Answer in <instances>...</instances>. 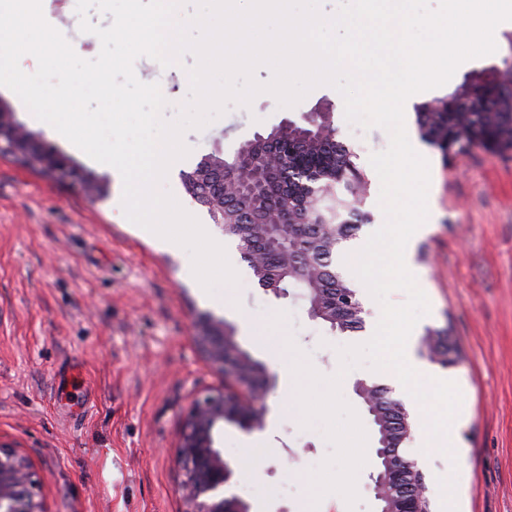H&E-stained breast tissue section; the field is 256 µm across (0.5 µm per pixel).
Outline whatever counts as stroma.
Instances as JSON below:
<instances>
[{
  "mask_svg": "<svg viewBox=\"0 0 512 512\" xmlns=\"http://www.w3.org/2000/svg\"><path fill=\"white\" fill-rule=\"evenodd\" d=\"M77 0H43V9L82 59L97 58V36L80 30L81 18L106 28L112 15ZM512 22L496 32L494 54L461 64L443 86L412 95L405 127L413 147L430 164L428 229L411 243V262L430 312L413 329L448 330L455 351L434 372L462 394L455 446L471 466L470 512H512V152L492 155L473 147L456 156L424 142L419 104L447 97L483 69L512 57L506 41ZM193 55L162 67L140 57L136 77L168 92L164 119H174L188 99ZM19 122L68 156L82 171L107 183L105 197L90 201L77 182L0 157V443L24 455L45 512H184L176 447L193 400L224 385L194 342L199 312L225 318L242 345L276 377L267 399L265 427L247 432L225 425L219 447L234 470L231 490L255 512H375L357 475L355 505L330 493L312 505L308 474L331 453L322 425L302 427L298 411L282 402L295 395L286 347L258 341L253 328L269 327L292 340L313 368L329 377L340 367L338 350L351 336L312 319L299 289L275 297L251 276L204 293L192 274L189 252L130 222L123 211L119 172L98 163L38 120L9 88L0 86ZM327 112L338 139L368 178L357 239L378 230L385 216L381 183L369 162L389 145L379 127L354 129L332 87L311 90L296 105L279 107L268 93L250 106L229 105L182 141L163 184L215 240L223 235L206 208L186 190L184 176L212 154L231 156L254 133L290 119ZM405 457L421 460L430 512H443L438 484L448 474L447 454L406 444Z\"/></svg>",
  "mask_w": 512,
  "mask_h": 512,
  "instance_id": "stroma-1",
  "label": "stroma"
}]
</instances>
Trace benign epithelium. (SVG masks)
Returning <instances> with one entry per match:
<instances>
[{
  "label": "benign epithelium",
  "mask_w": 512,
  "mask_h": 512,
  "mask_svg": "<svg viewBox=\"0 0 512 512\" xmlns=\"http://www.w3.org/2000/svg\"><path fill=\"white\" fill-rule=\"evenodd\" d=\"M491 93L495 95V106L488 110L484 126L476 124L457 139L448 140V102ZM504 100L509 101L508 111L512 112L511 61L502 68L491 67L475 81H464L446 99L421 104L418 111L427 116L421 131L446 155L463 152L474 145L500 153L505 145L494 131ZM312 116V130L303 133V137L325 138L331 126L328 114L314 112ZM289 125L285 121L267 134H254L240 144L232 161H224V192L210 198L213 215L224 216V220L215 221L223 235L237 232L238 224L341 223L346 210L343 196L333 195L334 206H324L322 201L327 192L322 186H307L300 201L295 203L275 179L269 182L261 209L246 207L251 181L268 173L277 174L293 162V152L284 149ZM0 129L8 134L6 138L0 135V145L17 156L33 142L32 133L15 119L11 106L1 98ZM42 162L59 176L72 167L69 158L53 151L44 153ZM194 339L214 370L222 373L233 368L242 389L235 393L223 389L211 391L197 398L190 410L176 450L182 470L179 492L186 505L185 512H252L249 502L228 493L234 471L223 450L216 446L215 432L229 420L246 431L263 429L266 401L275 383L269 370L244 352L234 326L226 319L210 313L202 315ZM369 480L368 491L375 501L384 503L380 512H428L420 473L414 463L403 457L400 448L391 449L385 458L374 456ZM0 512H44L33 491L26 458L16 449L1 444Z\"/></svg>",
  "instance_id": "benign-epithelium-1"
}]
</instances>
